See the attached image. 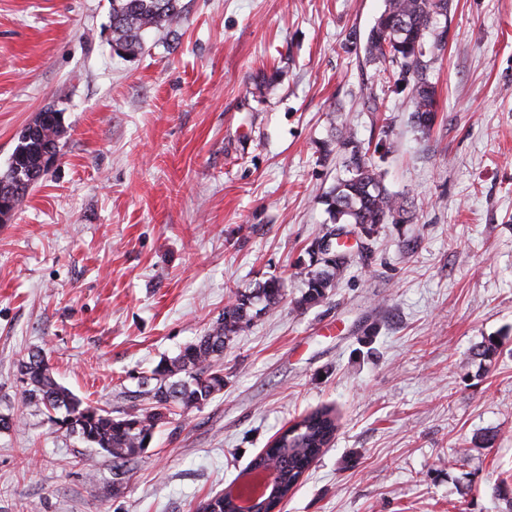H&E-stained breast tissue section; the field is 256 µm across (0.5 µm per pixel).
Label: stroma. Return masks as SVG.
I'll list each match as a JSON object with an SVG mask.
<instances>
[{
	"label": "stroma",
	"instance_id": "35a3bbf8",
	"mask_svg": "<svg viewBox=\"0 0 512 512\" xmlns=\"http://www.w3.org/2000/svg\"><path fill=\"white\" fill-rule=\"evenodd\" d=\"M181 3L120 57L111 0H0V172L38 112L65 129L0 223V414L19 419L0 512H196L322 407L336 436L281 512H512V0H452L426 134L349 41L385 0ZM341 123L386 141L413 218L352 231L348 270L303 309L295 266L342 173L316 145ZM271 278L284 298L225 350L223 391L162 424L120 493L109 457L23 405L40 349L79 397L147 407L140 377Z\"/></svg>",
	"mask_w": 512,
	"mask_h": 512
}]
</instances>
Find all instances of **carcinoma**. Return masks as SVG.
I'll return each instance as SVG.
<instances>
[{
  "label": "carcinoma",
  "instance_id": "carcinoma-1",
  "mask_svg": "<svg viewBox=\"0 0 512 512\" xmlns=\"http://www.w3.org/2000/svg\"><path fill=\"white\" fill-rule=\"evenodd\" d=\"M450 0H386L384 11L369 30L364 51L366 60L377 67L378 77L393 87L411 86L413 119L423 133L437 119L435 87L429 81L427 57L444 50L446 31L438 26L447 16ZM182 12L180 0H112V50L119 55H134L142 49L143 35L173 25ZM36 131L19 133L6 171L0 174V199L14 210L27 196L29 186L18 181V174L32 173L41 178L46 146L58 148L64 134L58 113L46 110L35 119ZM388 153L380 143L370 148L354 130L342 125L334 128L330 141L319 148L320 160L332 153L342 156L346 176L339 178L321 195L331 226L313 239L308 247L310 264L299 267L304 288L298 304L319 303L328 289L347 270V261L336 260L345 247L336 234V225L354 224L364 235L380 224H401L410 213L407 201L390 193L381 170L370 152ZM330 241L335 250L326 252ZM283 297V285L269 279L250 292H236L211 325L178 355L160 362L143 381L149 407L119 416L94 405L61 385L53 375L46 355L28 352L20 364L23 384L22 403L49 414L56 425L64 426L90 448L112 458L115 475H124L142 456L155 429L169 417L207 404L224 390V349L242 329L262 313L275 310ZM337 429L336 415L328 408L316 409L285 429L247 466L251 471H272L279 490L260 505L267 512L282 502L297 486L310 466L328 447ZM198 512H234L231 501L219 494L201 503Z\"/></svg>",
  "mask_w": 512,
  "mask_h": 512
}]
</instances>
